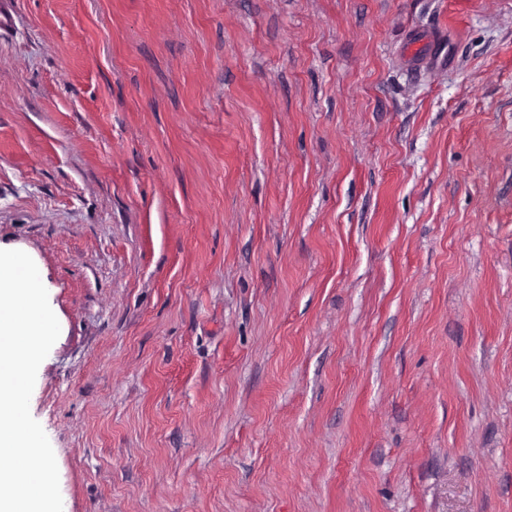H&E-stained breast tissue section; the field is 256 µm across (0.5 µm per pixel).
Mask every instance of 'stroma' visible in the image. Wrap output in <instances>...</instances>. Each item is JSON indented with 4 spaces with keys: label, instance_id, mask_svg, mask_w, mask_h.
Here are the masks:
<instances>
[{
    "label": "stroma",
    "instance_id": "35a3bbf8",
    "mask_svg": "<svg viewBox=\"0 0 512 512\" xmlns=\"http://www.w3.org/2000/svg\"><path fill=\"white\" fill-rule=\"evenodd\" d=\"M0 8L64 512H512V0Z\"/></svg>",
    "mask_w": 512,
    "mask_h": 512
}]
</instances>
